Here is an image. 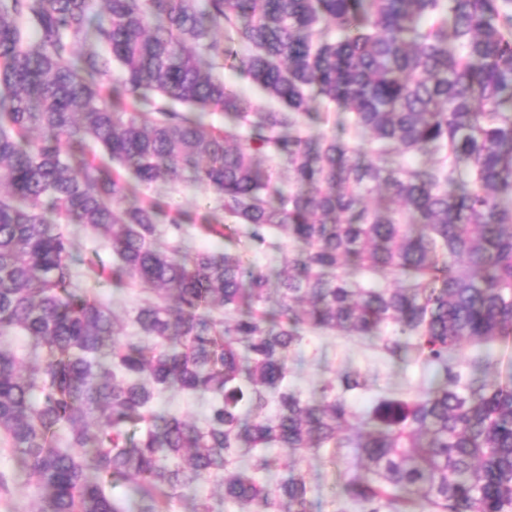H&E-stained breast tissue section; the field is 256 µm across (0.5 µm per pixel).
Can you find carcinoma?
I'll return each mask as SVG.
<instances>
[{"label":"carcinoma","instance_id":"carcinoma-1","mask_svg":"<svg viewBox=\"0 0 512 512\" xmlns=\"http://www.w3.org/2000/svg\"><path fill=\"white\" fill-rule=\"evenodd\" d=\"M185 167L201 208L164 197ZM321 332L433 383L308 397L289 360ZM511 340L512 0H0V448L38 512H215L204 484L310 512L322 452L357 470L337 512H512V374L482 349Z\"/></svg>","mask_w":512,"mask_h":512}]
</instances>
